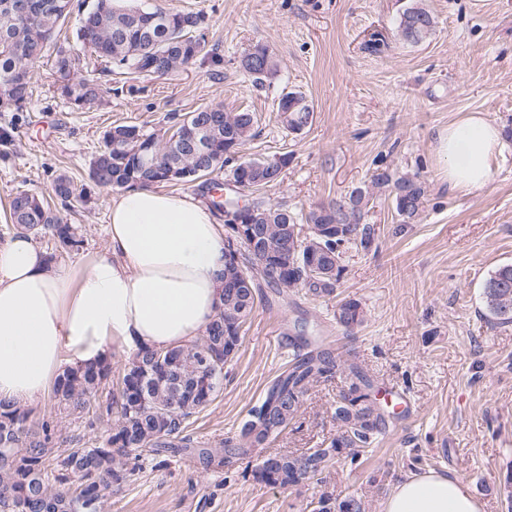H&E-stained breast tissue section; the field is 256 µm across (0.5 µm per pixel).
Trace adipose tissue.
<instances>
[{
  "label": "adipose tissue",
  "mask_w": 512,
  "mask_h": 512,
  "mask_svg": "<svg viewBox=\"0 0 512 512\" xmlns=\"http://www.w3.org/2000/svg\"><path fill=\"white\" fill-rule=\"evenodd\" d=\"M503 150L500 127L476 112L442 130L435 153L449 189L485 188ZM109 242L89 264L46 260L30 232L0 245V402L32 403L59 374L111 358L113 349H168L202 335L219 304L224 228L190 195L134 186L115 194ZM459 477L437 471L398 480L383 512H479Z\"/></svg>",
  "instance_id": "obj_1"
}]
</instances>
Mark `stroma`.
Returning a JSON list of instances; mask_svg holds the SVG:
<instances>
[{
	"instance_id": "stroma-1",
	"label": "stroma",
	"mask_w": 512,
	"mask_h": 512,
	"mask_svg": "<svg viewBox=\"0 0 512 512\" xmlns=\"http://www.w3.org/2000/svg\"><path fill=\"white\" fill-rule=\"evenodd\" d=\"M202 12L207 44L194 65L167 80L101 73L86 60L79 76L110 81L107 103L72 111L50 88L43 61L29 112L0 115L15 123V144L0 155V244L10 236L9 202L21 192L48 193L68 171L84 184L86 206L61 209L84 244L65 266L88 264L108 244L112 193L91 185V159L104 131L132 122L163 133L185 113L222 104L255 113L259 135L243 145L244 158L287 153L280 183L264 195L301 214L348 196L372 171L390 167L420 173L427 187L420 221L400 223L390 199L377 197L365 221L371 249L342 256L344 273L334 296L259 302L244 326L237 357L224 369L218 398L197 415L190 434L203 447L223 449L249 410L288 365V350L273 336L297 316L316 325L329 349L350 354L376 388L390 384L417 407L405 418L389 412L387 427L358 463L330 467L320 480L287 491L253 479L246 460L205 465L188 451L163 453V466H145L138 479L107 497L104 512H304L321 492L362 497L366 512H382L405 474L430 470L463 479L481 512H507L503 481L512 470V325L496 324L483 285L512 263V0H418L436 21L420 44L398 40L399 17L409 0H135ZM382 33L388 48L366 43ZM269 46L278 72L270 86H253L238 67L251 46ZM299 90L314 108L302 134L281 123L277 100ZM481 112L505 131L491 182L469 194L449 192L435 155L439 132ZM360 301L366 319L351 336L333 319L337 300ZM343 377L317 383L299 417L264 452L320 447L337 423L332 405ZM37 417L58 425L57 448L71 440L91 446L110 418L88 424L63 413L52 396L33 403Z\"/></svg>"
}]
</instances>
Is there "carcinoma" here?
Returning a JSON list of instances; mask_svg holds the SVG:
<instances>
[{"label": "carcinoma", "mask_w": 512, "mask_h": 512, "mask_svg": "<svg viewBox=\"0 0 512 512\" xmlns=\"http://www.w3.org/2000/svg\"><path fill=\"white\" fill-rule=\"evenodd\" d=\"M13 2L0 0V31L9 32L8 39H0V112L26 111L47 51L52 57L53 92L85 112L99 107L111 88L77 76L82 59L104 65L109 73L116 68L123 74L160 78L193 65L206 46L205 16L199 11L156 9L157 19L150 28L156 40L151 43L137 8L123 5L122 0H94L83 11L73 41L60 42L57 30L71 15L73 0H32L39 8L21 17L13 13ZM434 27L431 13L414 4L402 13L397 35L416 45ZM253 48L251 60L239 67L261 85L275 77L277 65L268 46L257 43ZM292 94L303 105L289 112L286 127L299 133L309 124L310 104L300 91L281 96ZM216 116L239 146L257 136L254 113L226 112L220 104L190 112L189 118L173 125L166 139L144 132L140 144L129 140L139 126L117 123L103 133L89 178L107 190L196 182L204 188L210 176L222 172L227 192L224 198L212 200V207L225 212L224 226L230 228L240 197H248L244 209L254 216L262 235L261 252L268 261L278 258L281 271L256 267L260 258L246 250L243 268L229 266L220 276V306L195 342L165 350L140 349L130 355L116 381L109 361L64 370L53 386V397L64 410L79 415L93 407L100 415H116L107 437L91 448H67L57 454L50 448L53 422L35 418L31 409L0 404V512H101L112 491L136 481L160 449L192 447L188 433L192 418L219 396L224 366L240 349L242 328L254 311L259 288L282 294L299 286L315 297L333 295L344 271L339 263L344 250L367 249L373 242L372 229L363 218L376 190L390 191L404 224L423 212L426 188L420 174L399 175L384 169L373 172L370 187L321 204L298 219L288 206L260 196L261 190L282 180L288 155L252 159L261 168L235 187L232 183L241 166L235 155L224 154V143L217 145L212 162L193 159L188 141L194 125L203 126ZM178 165L190 170V176L167 178L170 167ZM53 193L66 207L74 200L88 202L86 190L65 172L54 177ZM9 217L16 230L51 236L54 246L48 260L55 265L82 247L76 229L35 193L14 196ZM484 296L496 323L512 324V264L492 272L484 283ZM333 317L349 334L364 322V311L358 300L344 298L336 303ZM338 373L345 375L348 386L336 398V436L323 448L278 453L272 465L259 460L251 473L256 481L287 490L320 476L329 462H358L386 428V415L370 377L343 354L328 349L294 355L289 368L275 377L262 401L249 410L239 441H224L226 453L245 456L249 449L281 434L297 417L312 384ZM312 512H365V507L353 494L341 498L323 492Z\"/></svg>", "instance_id": "carcinoma-1"}]
</instances>
